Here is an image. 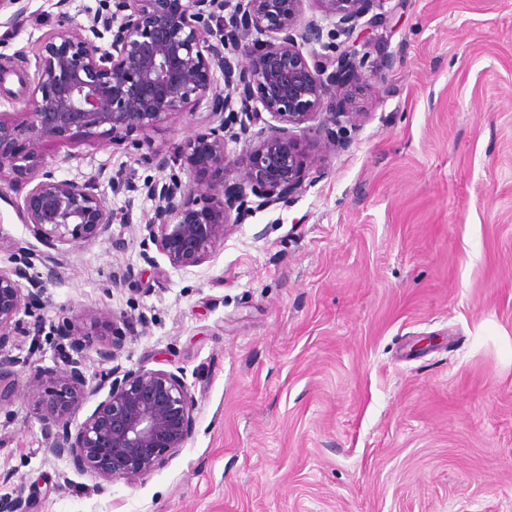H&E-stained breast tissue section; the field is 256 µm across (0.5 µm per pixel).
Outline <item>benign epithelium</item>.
<instances>
[{"label":"benign epithelium","instance_id":"benign-epithelium-1","mask_svg":"<svg viewBox=\"0 0 512 512\" xmlns=\"http://www.w3.org/2000/svg\"><path fill=\"white\" fill-rule=\"evenodd\" d=\"M304 0H107L84 33L63 27L44 43L25 118L0 113V180L40 163L46 140L71 136L122 141L133 130L179 121L207 102L219 124L188 138L179 165L197 173L235 172V179L185 184L171 159L154 155L169 174L138 187L109 178L115 195L141 191L154 202L148 241L171 266H198L221 249L224 237L248 214L286 207L303 190L308 156L296 130L317 122L326 151L348 143L347 126L361 113L344 112L353 85L363 80V36L391 0H316L323 16L303 21ZM228 10L213 28L215 10ZM309 53H303V48ZM224 74L217 90L215 69ZM230 118H224V113ZM239 122L241 135L227 131ZM245 136L238 153L229 143ZM28 233L46 247L15 245L10 267H0V348L30 334L21 310L41 305L45 280L58 274L54 253L77 241L107 238L116 220L95 179L78 182L42 172L21 205ZM111 329L112 340L95 349L110 365L91 388L103 400L76 423L86 392L80 328L59 347L63 368L36 405V418L58 457L106 481L134 480L185 447L195 429V399L184 377L162 369L111 366L127 322L108 310L90 315Z\"/></svg>","mask_w":512,"mask_h":512}]
</instances>
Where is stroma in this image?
<instances>
[{
  "label": "stroma",
  "mask_w": 512,
  "mask_h": 512,
  "mask_svg": "<svg viewBox=\"0 0 512 512\" xmlns=\"http://www.w3.org/2000/svg\"><path fill=\"white\" fill-rule=\"evenodd\" d=\"M0 14V113L22 118L43 43L99 0H21ZM363 47L348 145L311 157L289 207L260 209L198 266L143 250L153 203L108 195L111 239L64 246L38 348L0 380V499L29 512H512V0H391ZM213 124L207 105L121 143L47 140L0 181V265L28 239L18 209L42 171L157 178ZM123 240L113 249L112 239ZM127 320L123 368L183 374L196 425L151 473L99 480L49 449L33 418L63 321Z\"/></svg>",
  "instance_id": "1"
}]
</instances>
